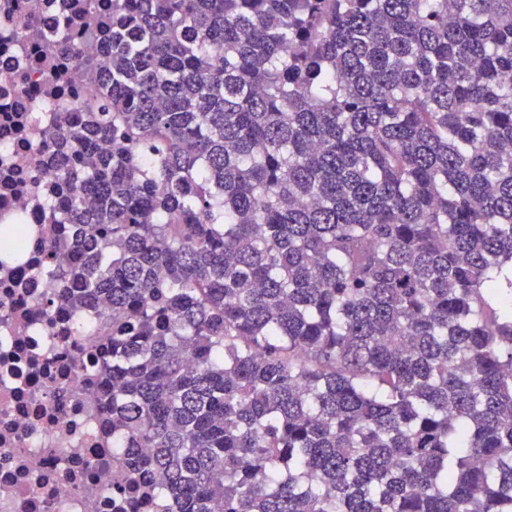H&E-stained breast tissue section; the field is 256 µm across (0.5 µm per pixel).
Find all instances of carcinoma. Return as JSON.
I'll return each mask as SVG.
<instances>
[{"label": "carcinoma", "mask_w": 512, "mask_h": 512, "mask_svg": "<svg viewBox=\"0 0 512 512\" xmlns=\"http://www.w3.org/2000/svg\"><path fill=\"white\" fill-rule=\"evenodd\" d=\"M102 51L46 273L112 300L133 489L512 512V0H115Z\"/></svg>", "instance_id": "1"}]
</instances>
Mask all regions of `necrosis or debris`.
Here are the masks:
<instances>
[{
    "label": "necrosis or debris",
    "instance_id": "necrosis-or-debris-1",
    "mask_svg": "<svg viewBox=\"0 0 512 512\" xmlns=\"http://www.w3.org/2000/svg\"><path fill=\"white\" fill-rule=\"evenodd\" d=\"M111 16L112 0H0V224L30 239L12 262L0 238V512H154L128 494L129 456L84 365L112 334V307L76 316L36 272L58 232L49 147L95 110Z\"/></svg>",
    "mask_w": 512,
    "mask_h": 512
}]
</instances>
